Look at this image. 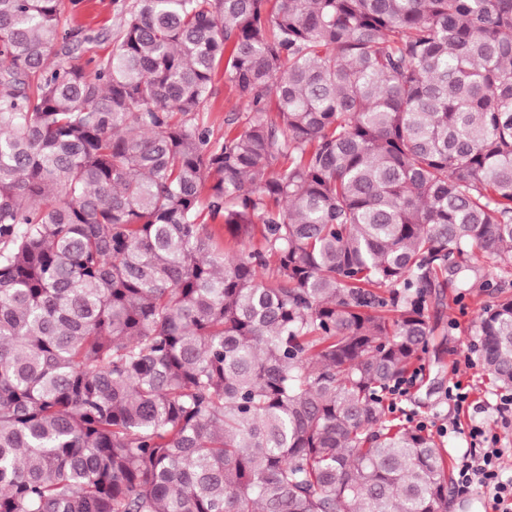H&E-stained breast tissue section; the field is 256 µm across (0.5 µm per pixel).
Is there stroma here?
Segmentation results:
<instances>
[{
  "instance_id": "obj_1",
  "label": "stroma",
  "mask_w": 512,
  "mask_h": 512,
  "mask_svg": "<svg viewBox=\"0 0 512 512\" xmlns=\"http://www.w3.org/2000/svg\"><path fill=\"white\" fill-rule=\"evenodd\" d=\"M64 3L66 26L83 28L90 36L70 56L72 64L84 66L108 54L119 31L120 9L133 6L135 0H64ZM213 87L215 95L205 112L200 113L201 123L217 138L242 130L249 113L225 81L223 71H216ZM443 280L441 296L430 297L426 310L442 350L426 355L404 406L439 424L457 422L465 428L474 423L487 425L498 434L502 447L512 448V425L503 426L493 409L497 393L487 373L478 365L461 369L454 366L460 356L474 352L477 317L483 306L494 301L492 284L502 283L512 292V279L499 280L496 263L477 254L465 275L451 272ZM453 368L470 387L469 401L460 407L446 398L448 372Z\"/></svg>"
}]
</instances>
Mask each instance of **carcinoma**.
I'll return each mask as SVG.
<instances>
[{
	"instance_id": "cac0c4a2",
	"label": "carcinoma",
	"mask_w": 512,
	"mask_h": 512,
	"mask_svg": "<svg viewBox=\"0 0 512 512\" xmlns=\"http://www.w3.org/2000/svg\"><path fill=\"white\" fill-rule=\"evenodd\" d=\"M62 2L0 0V512H448L386 393L512 272V0H136L89 69ZM213 87L215 95L205 112L199 113V119L209 127L214 138L223 139L242 130L251 114L225 81L222 68L213 77Z\"/></svg>"
}]
</instances>
